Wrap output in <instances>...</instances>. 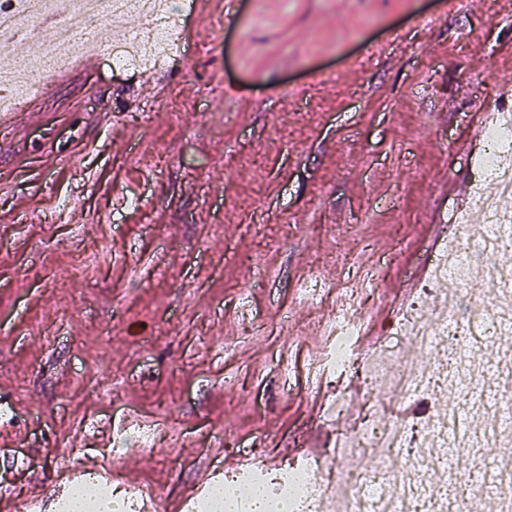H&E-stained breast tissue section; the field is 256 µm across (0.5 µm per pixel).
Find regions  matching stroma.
Returning a JSON list of instances; mask_svg holds the SVG:
<instances>
[{
	"instance_id": "stroma-1",
	"label": "stroma",
	"mask_w": 512,
	"mask_h": 512,
	"mask_svg": "<svg viewBox=\"0 0 512 512\" xmlns=\"http://www.w3.org/2000/svg\"><path fill=\"white\" fill-rule=\"evenodd\" d=\"M174 70L39 71L0 125V492L111 471L175 508L208 468L315 455L346 263L383 340L512 92V0H209ZM140 186L139 209L112 211ZM70 197L88 221L54 203ZM324 286L317 301L297 288ZM131 413L155 450L102 443ZM495 476L512 434L457 448Z\"/></svg>"
}]
</instances>
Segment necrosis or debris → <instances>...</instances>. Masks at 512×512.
<instances>
[{
  "label": "necrosis or debris",
  "mask_w": 512,
  "mask_h": 512,
  "mask_svg": "<svg viewBox=\"0 0 512 512\" xmlns=\"http://www.w3.org/2000/svg\"><path fill=\"white\" fill-rule=\"evenodd\" d=\"M57 0H43L40 12H31L24 0H0V49L18 42L35 16H60L63 19L47 41H35L30 53L35 62L54 65L77 60L90 52H101L114 71H126L147 64L168 67L175 61V29L179 15L172 0H66L67 7L56 10ZM138 14L142 28L118 36L100 48L96 36L102 26L113 25L129 14ZM483 149L472 167L470 198L464 208H449L450 223L457 230L433 259V272L403 319L392 323L393 337H410L422 352L464 347L471 338L499 332L498 322L481 313H468L458 319L456 309L464 288L483 264L469 259L475 249L466 226L471 212H479L482 223L494 234L512 232V206H497L484 195L486 184L512 195V106H500L494 119L480 131ZM356 327L337 322L327 355L330 378L344 376L358 380L373 406L358 418L350 432L340 434L337 448L317 460L284 468L275 473L255 470L247 475L225 478L224 491L240 495L247 488L264 490L270 512H445L452 501L447 492L431 489L406 500L396 495L405 471L400 460H413L420 449L440 448L448 439V425L434 416H422L419 424L408 426L396 421L384 424L375 418L383 399L407 403L421 391L446 389L445 370H431L421 363H409L402 352L379 349L359 353L353 338ZM367 460L364 469L350 468L347 459Z\"/></svg>",
  "instance_id": "obj_1"
}]
</instances>
